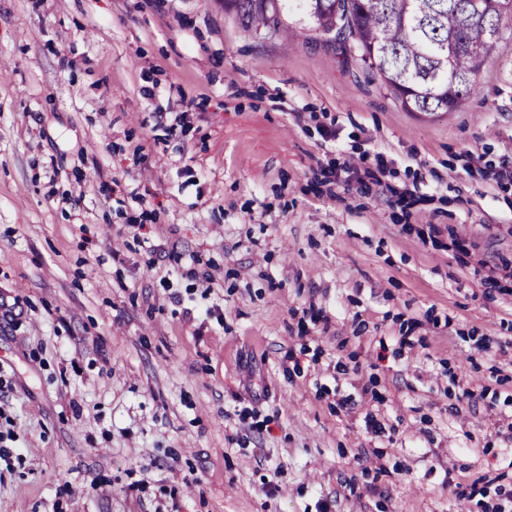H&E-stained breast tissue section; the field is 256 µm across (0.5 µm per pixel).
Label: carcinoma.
Masks as SVG:
<instances>
[{"label":"carcinoma","instance_id":"obj_1","mask_svg":"<svg viewBox=\"0 0 512 512\" xmlns=\"http://www.w3.org/2000/svg\"><path fill=\"white\" fill-rule=\"evenodd\" d=\"M298 0L299 17L376 73L408 112H455L502 33L504 0ZM288 0H224L247 27L279 31Z\"/></svg>","mask_w":512,"mask_h":512}]
</instances>
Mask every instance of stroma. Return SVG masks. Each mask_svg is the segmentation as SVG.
<instances>
[{
    "label": "stroma",
    "instance_id": "1",
    "mask_svg": "<svg viewBox=\"0 0 512 512\" xmlns=\"http://www.w3.org/2000/svg\"><path fill=\"white\" fill-rule=\"evenodd\" d=\"M300 29L0 0V512H483L512 486V285L471 273L512 263L487 176L512 25L440 116ZM362 156L379 183L324 178Z\"/></svg>",
    "mask_w": 512,
    "mask_h": 512
}]
</instances>
